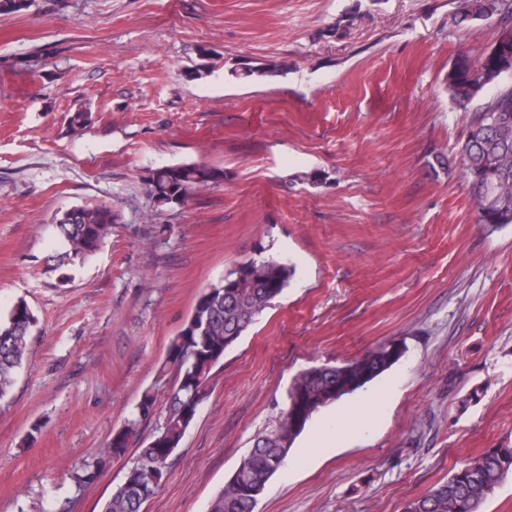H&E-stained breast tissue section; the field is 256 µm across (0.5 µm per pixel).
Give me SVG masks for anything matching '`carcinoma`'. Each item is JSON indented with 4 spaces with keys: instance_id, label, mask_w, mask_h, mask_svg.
Segmentation results:
<instances>
[{
    "instance_id": "cac0c4a2",
    "label": "carcinoma",
    "mask_w": 512,
    "mask_h": 512,
    "mask_svg": "<svg viewBox=\"0 0 512 512\" xmlns=\"http://www.w3.org/2000/svg\"><path fill=\"white\" fill-rule=\"evenodd\" d=\"M495 17L502 27V44L512 55V0H460L459 23L476 17ZM500 58L481 52L461 54L448 78L452 102L467 108L472 74L491 73ZM502 117L501 124L482 130L484 112ZM464 177L473 191L478 223L496 230L512 224V84L502 85L468 120L462 146ZM224 180V171L204 164L183 163L151 171L145 183L148 198L172 203V196L189 197L193 191ZM58 264L82 263L112 232L116 215L106 205H76L55 217ZM295 265L273 255L250 258L225 272L198 297L184 327L169 343L157 381L169 385L163 424L140 442L143 423L156 413L153 390L143 392L132 415L117 430L98 456L77 472L75 487L93 483L107 458L124 455L140 444L133 465L101 512H144V505L162 488L171 458L210 394L213 370L249 329L256 317L291 286ZM37 324L24 301L0 316V400L12 390L18 371L28 359ZM403 343L392 340L340 365H315L291 381L286 410L277 424L255 439L224 487L212 499L209 512H254L267 482L288 457L295 440L313 415L368 383L404 355ZM512 475V448H490L471 458L448 481L410 501L405 512H482L489 496Z\"/></svg>"
}]
</instances>
